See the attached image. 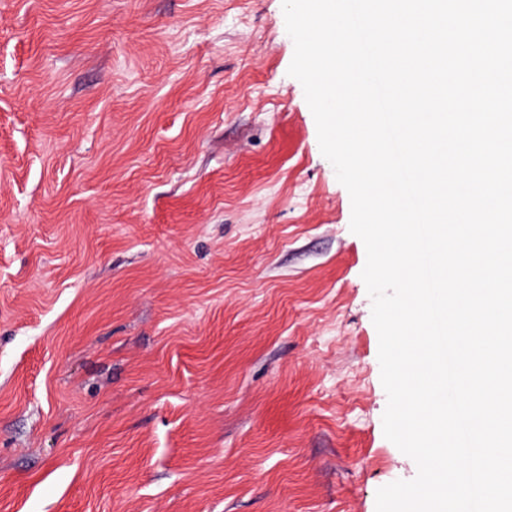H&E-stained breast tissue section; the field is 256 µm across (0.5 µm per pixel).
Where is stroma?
<instances>
[{
	"mask_svg": "<svg viewBox=\"0 0 512 512\" xmlns=\"http://www.w3.org/2000/svg\"><path fill=\"white\" fill-rule=\"evenodd\" d=\"M282 0H0V512H376L367 251Z\"/></svg>",
	"mask_w": 512,
	"mask_h": 512,
	"instance_id": "35a3bbf8",
	"label": "stroma"
}]
</instances>
